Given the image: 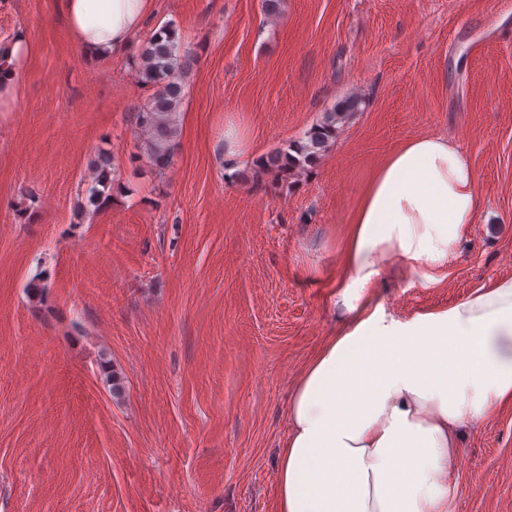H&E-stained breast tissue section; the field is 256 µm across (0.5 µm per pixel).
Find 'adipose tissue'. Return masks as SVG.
Instances as JSON below:
<instances>
[{"instance_id": "ef3b65f1", "label": "adipose tissue", "mask_w": 512, "mask_h": 512, "mask_svg": "<svg viewBox=\"0 0 512 512\" xmlns=\"http://www.w3.org/2000/svg\"><path fill=\"white\" fill-rule=\"evenodd\" d=\"M87 60L129 49L152 0H63ZM31 41L0 64V110L18 102ZM481 208L467 152L411 138L373 172L354 212L336 285L339 330L295 382L280 449L277 512H454L457 437L512 405V277L401 320L376 288H434Z\"/></svg>"}]
</instances>
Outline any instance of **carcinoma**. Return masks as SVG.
Instances as JSON below:
<instances>
[{"instance_id":"cac0c4a2","label":"carcinoma","mask_w":512,"mask_h":512,"mask_svg":"<svg viewBox=\"0 0 512 512\" xmlns=\"http://www.w3.org/2000/svg\"><path fill=\"white\" fill-rule=\"evenodd\" d=\"M187 62L181 60L175 32L165 27L151 35L137 66L139 81L155 88L151 99L138 113L139 126L148 133L146 142L150 159L158 166H166L171 159L169 137L172 134L173 115L180 104L186 85ZM362 99L353 96L336 104L325 113L306 139L290 145L289 150H277L262 161V169L281 171L286 164L299 170L313 163L331 145L336 125L350 114L361 110Z\"/></svg>"}]
</instances>
